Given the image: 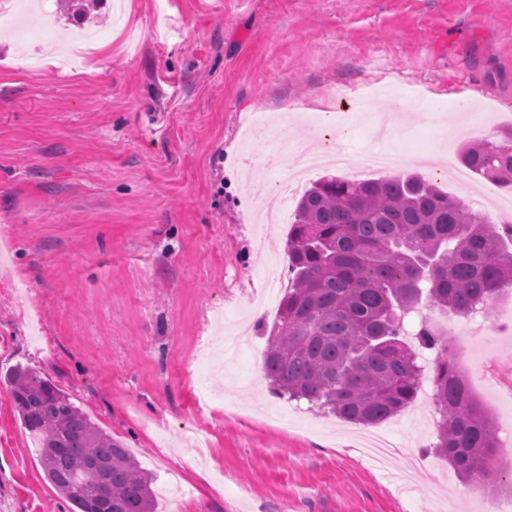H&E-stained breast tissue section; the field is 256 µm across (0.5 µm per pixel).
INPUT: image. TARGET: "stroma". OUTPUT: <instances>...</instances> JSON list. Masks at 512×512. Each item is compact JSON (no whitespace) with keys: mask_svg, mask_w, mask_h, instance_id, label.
Returning <instances> with one entry per match:
<instances>
[{"mask_svg":"<svg viewBox=\"0 0 512 512\" xmlns=\"http://www.w3.org/2000/svg\"><path fill=\"white\" fill-rule=\"evenodd\" d=\"M506 0H112L101 41L70 67L58 0L30 30L0 34V376L21 364L73 400L154 475L156 512H512V447L489 492L436 455L433 385L413 407L352 424L273 393L262 356L291 285L287 227L258 216L272 178L256 120L369 113L346 128L364 153L427 145V179L488 212L512 189L459 167L463 143L512 127ZM467 97V108L440 111ZM495 428L512 420V288L482 323L421 299ZM415 451L426 474L379 471L364 437ZM0 512H68L37 441L0 384Z\"/></svg>","mask_w":512,"mask_h":512,"instance_id":"1","label":"stroma"}]
</instances>
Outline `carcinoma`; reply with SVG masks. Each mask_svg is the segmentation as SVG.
<instances>
[{"label":"carcinoma","mask_w":512,"mask_h":512,"mask_svg":"<svg viewBox=\"0 0 512 512\" xmlns=\"http://www.w3.org/2000/svg\"><path fill=\"white\" fill-rule=\"evenodd\" d=\"M74 22L104 0H60ZM462 164L512 187V128L499 143L466 145ZM511 224L484 215L419 175L376 180L327 176L301 196L285 242L294 285L281 300L264 357L277 395L305 399L358 424L408 409L422 369L401 338L402 317L422 294L466 316L512 285ZM417 344L438 351L432 384L438 455L469 481L489 478L496 435L452 360L447 333L423 322ZM8 387L25 429L38 438L45 479L69 512H155L135 458L72 400L29 368Z\"/></svg>","instance_id":"1"}]
</instances>
